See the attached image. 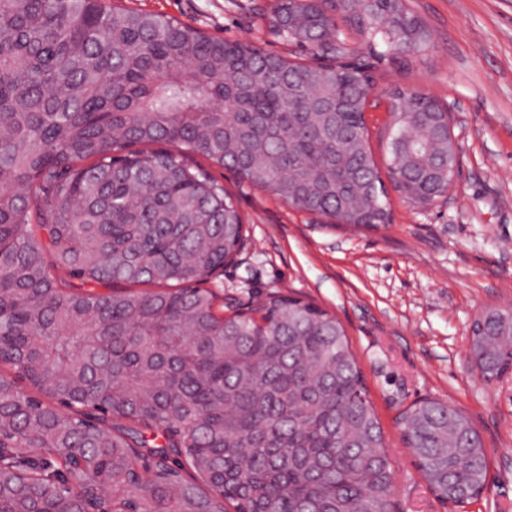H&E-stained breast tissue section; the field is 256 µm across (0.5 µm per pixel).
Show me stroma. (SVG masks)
Wrapping results in <instances>:
<instances>
[{"label":"stroma","mask_w":512,"mask_h":512,"mask_svg":"<svg viewBox=\"0 0 512 512\" xmlns=\"http://www.w3.org/2000/svg\"><path fill=\"white\" fill-rule=\"evenodd\" d=\"M204 34L305 55L260 20L274 0H124ZM433 34L410 69L379 65L367 108L369 147L385 166L381 133L391 94L417 89L449 109L459 174L429 206L386 193L391 223L376 231L332 224L206 164L236 199L248 244L207 283L229 310L272 295L316 305L342 324L363 372L395 472L399 512H512V379L485 382L471 329L488 307L512 308V0H410ZM425 399L465 414L489 469L481 493L456 505L433 495L403 439L400 413Z\"/></svg>","instance_id":"stroma-1"}]
</instances>
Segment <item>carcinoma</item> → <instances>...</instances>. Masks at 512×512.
Returning a JSON list of instances; mask_svg holds the SVG:
<instances>
[{
  "mask_svg": "<svg viewBox=\"0 0 512 512\" xmlns=\"http://www.w3.org/2000/svg\"><path fill=\"white\" fill-rule=\"evenodd\" d=\"M330 8L379 61L407 68L432 45L407 0ZM264 20L313 61L110 0H0V512L32 506L22 475L64 512H391L392 462L336 318L288 296L225 316L200 287L245 224L196 155L339 224L391 221L367 149L370 67L343 61L336 18L309 0ZM391 110L395 188L438 198L458 161L448 128L421 122L440 105L408 89ZM57 264L158 289L76 293ZM470 351L493 381L512 309L484 315ZM401 424L439 498L479 494L466 416L425 400Z\"/></svg>",
  "mask_w": 512,
  "mask_h": 512,
  "instance_id": "obj_1",
  "label": "carcinoma"
}]
</instances>
